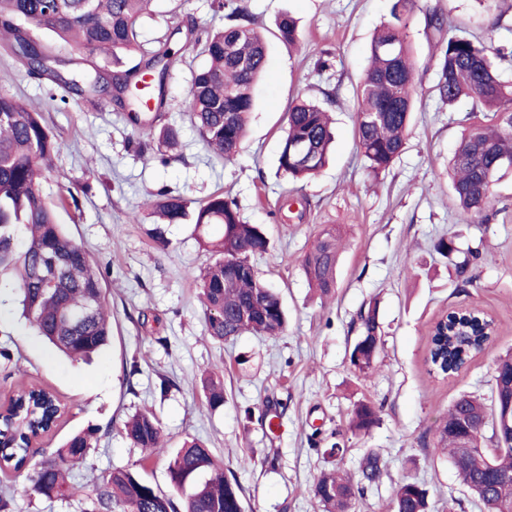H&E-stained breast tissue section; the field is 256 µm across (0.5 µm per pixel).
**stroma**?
I'll return each instance as SVG.
<instances>
[{
    "mask_svg": "<svg viewBox=\"0 0 512 512\" xmlns=\"http://www.w3.org/2000/svg\"><path fill=\"white\" fill-rule=\"evenodd\" d=\"M246 5L268 40L267 74L255 88V108L240 152L218 160L206 149L184 110L191 72L205 59L188 54L166 80L164 111L141 108L135 94L82 99L44 77L11 65L0 46V89L31 102L44 115L63 150L41 182L57 205L66 233L101 267L112 310V339L88 363L73 362L34 336L10 290L0 291V400L32 383L51 391L64 408L37 443L55 451L71 434L93 431V447L70 471L72 497L33 494L25 475L0 474L10 489V512H91L95 484L115 468H131L164 493L172 488L168 455L145 458L124 424L136 411L158 418L171 447L196 437L235 475L245 512H318L310 489L324 469L357 471L369 451L386 470L358 498L355 512H386L394 482H425L434 512H479L434 430L461 392L489 395L494 361L512 348V171L494 186L489 223L474 224L453 199L448 161L463 131L472 99L454 106L435 96L438 32L430 14L444 17L452 33L477 37L489 50L512 49V0H417L406 29L416 66L418 103L402 153L390 169L373 175L354 134L356 92L368 64L374 31L395 0H224ZM170 0H155L143 18L145 49L165 42L179 51L185 32ZM291 15L302 32L289 45L276 23ZM309 95L331 112L335 142L328 164L313 179L293 182L278 157L291 104ZM139 113L142 125L128 116ZM177 130L176 158L161 162L162 127ZM166 189L190 201L222 192L234 198L243 220L261 225L267 253L253 263L281 296L288 314L277 337L245 335L224 342L205 331L193 272L212 260L206 242L222 228L165 227L167 246L137 223L139 206ZM339 225L344 249L336 291L320 299L309 286L303 260L323 225ZM454 238L457 253L433 249ZM488 257L474 268L473 283L457 280L456 262L470 249ZM376 303L384 336L378 368L361 377L349 361L359 316ZM495 320L491 347L461 371H430L432 323L460 308ZM224 380V405L209 411L201 375ZM381 405L370 435L356 436L348 421L356 402ZM340 444L343 454L326 450Z\"/></svg>",
    "mask_w": 512,
    "mask_h": 512,
    "instance_id": "1",
    "label": "stroma"
}]
</instances>
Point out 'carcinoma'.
Returning a JSON list of instances; mask_svg holds the SVG:
<instances>
[{"label": "carcinoma", "mask_w": 512, "mask_h": 512, "mask_svg": "<svg viewBox=\"0 0 512 512\" xmlns=\"http://www.w3.org/2000/svg\"><path fill=\"white\" fill-rule=\"evenodd\" d=\"M153 0H0V39L31 75L47 70L48 56L30 29H46L90 56L106 60L112 75L60 74L53 79L72 93L100 95L112 81L121 93L138 66L128 67L140 51L137 25ZM415 0H396L392 20L384 23L370 48V64L357 90L354 127L358 146L378 175L401 153L417 102L414 65L405 29ZM217 30L197 29L188 23L191 38L185 49H198L207 64L193 72L187 112L205 145L219 158L234 156L242 145L248 115L254 106V86L266 74L267 44L241 6L224 15ZM278 38L298 42L296 21L289 15L277 22ZM149 68L159 69L165 80L177 63L162 46L150 57L140 56ZM439 100L453 105L463 97L476 99L479 113L462 134L448 161L453 196L476 224L489 220L491 188L512 163V86L496 74L488 48L467 36L452 35L439 41ZM334 132L328 113L319 105L297 101L288 112L279 155L280 168L293 180L308 179L328 161ZM62 144L46 126L43 114L8 93H0V288H13L22 313L37 335L72 360H85L106 346L112 334L99 266L58 223L54 208L40 192ZM180 195L161 190L142 203L148 216L160 224H181L191 219L198 228L219 224L222 237L212 249L215 259L203 268L199 283L205 327L220 342L245 334L277 336L286 327V313L277 292L260 279L252 258L268 250L269 240L258 225L245 224L236 201L212 195L194 212ZM24 233L23 244L18 234ZM479 250L456 264L458 278L473 282L472 261ZM339 236L323 229L304 258L307 277L322 297L335 293ZM361 334L351 351V365L368 377L376 369L382 345L377 307L360 313ZM457 318L448 316V335L432 337L431 371L453 374L462 370L474 349L457 335ZM495 385L490 396L459 394L448 406L446 418L435 428V444L446 453L461 483L480 505L481 512H512V432L500 430L504 415L512 417V352L497 360ZM207 408L224 405L223 382L211 374L203 380ZM56 398L28 384L16 392L14 406L24 431L41 425ZM380 421V408L359 402L350 418L352 433L367 434ZM491 435H486V432ZM134 445L148 455L164 448L158 420L140 412L126 425ZM89 433H77L38 463L34 449L19 438L12 447H0V472L27 477L34 493L51 499L71 495L69 467L84 459ZM357 482L340 466L321 472L311 493L321 512H353L367 486L380 480L383 461L370 452L359 462ZM174 500L139 472L114 469L96 489L93 512H244L240 486L229 478L212 452L197 438L184 440L168 464ZM391 512H431L429 491L421 482L404 477L392 487Z\"/></svg>", "instance_id": "carcinoma-1"}]
</instances>
